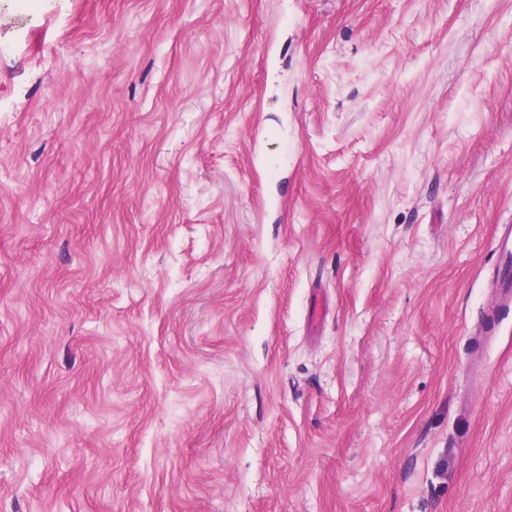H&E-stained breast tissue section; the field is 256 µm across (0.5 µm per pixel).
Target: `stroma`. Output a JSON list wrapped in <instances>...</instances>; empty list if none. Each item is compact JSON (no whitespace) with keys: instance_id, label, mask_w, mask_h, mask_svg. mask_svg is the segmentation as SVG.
Segmentation results:
<instances>
[{"instance_id":"stroma-1","label":"stroma","mask_w":512,"mask_h":512,"mask_svg":"<svg viewBox=\"0 0 512 512\" xmlns=\"http://www.w3.org/2000/svg\"><path fill=\"white\" fill-rule=\"evenodd\" d=\"M1 42L0 512H512V316L469 354L512 0H0Z\"/></svg>"}]
</instances>
